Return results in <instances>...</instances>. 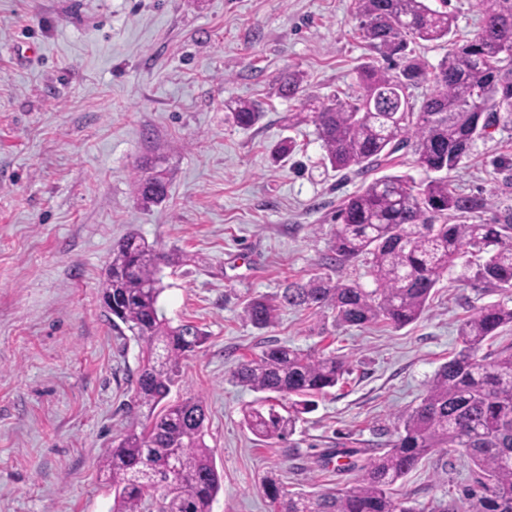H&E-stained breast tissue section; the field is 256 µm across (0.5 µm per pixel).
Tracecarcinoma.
<instances>
[{"label":"carcinoma","instance_id":"carcinoma-1","mask_svg":"<svg viewBox=\"0 0 512 512\" xmlns=\"http://www.w3.org/2000/svg\"><path fill=\"white\" fill-rule=\"evenodd\" d=\"M359 39L385 61L357 69V89L349 99L321 100L302 86L299 72L283 78L281 94L300 103L288 125L310 122L336 171H372L409 147L427 178L406 175L373 179L344 201L336 215L331 265L360 259L375 288L356 281L316 277L284 289L279 304L250 300L244 318L257 329L276 319L277 306L328 309L336 323L362 327L384 322L402 328L418 321L444 275L466 259V282L473 288H512V204L492 222L476 221L489 206L481 194L452 188L446 173L456 170L475 142L500 129L512 134V0H475L480 32L459 42L456 16L448 0L433 8L429 0H352ZM443 43L448 51L435 70L415 54L412 44ZM430 85L421 102L412 90ZM236 125L250 128L262 113L249 101L228 105ZM162 174L143 168L138 175L141 204L163 201L153 189ZM179 257L157 251L132 233L112 249L102 297L112 296L114 327L124 324L148 345L135 378L133 418L118 444L98 460L112 512H211L222 486L213 451L205 442L206 418L200 398L161 405L177 381L180 361L199 347L205 334L195 325H169L159 317L161 265ZM512 327V306H484L458 329L461 348L429 381L421 403L401 416L397 436L358 463L360 451L337 448L322 466L362 472L356 484L336 491H286L264 481L272 512H417L394 486L419 462L437 451L461 449L476 478L457 497L433 512H512V344L493 356L479 355L482 344ZM346 362L285 345H270L233 371L235 382L259 393L291 399L288 416L249 405L244 422L260 440L293 434L311 398L335 387ZM147 412H142V409ZM146 422H141L140 417Z\"/></svg>","mask_w":512,"mask_h":512}]
</instances>
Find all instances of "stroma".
Instances as JSON below:
<instances>
[{
    "mask_svg": "<svg viewBox=\"0 0 512 512\" xmlns=\"http://www.w3.org/2000/svg\"><path fill=\"white\" fill-rule=\"evenodd\" d=\"M352 0H0V512H111L97 462L131 417L146 346L114 328L101 300L112 248L137 232L179 255L162 267V316L197 325L169 399L201 398L205 442L223 477L212 512H268L261 485L292 492L352 485L319 459L330 448L381 447L417 406L476 309L512 301L443 278L424 315L400 329L337 325L331 312L279 308L259 330L243 309L293 282L331 275L373 282L364 263L329 270L343 201L388 174L424 179L402 150L365 175L333 171L313 125L289 127L296 100L356 89L369 50ZM263 114L237 126L229 101ZM295 151L277 159L284 138ZM164 169L169 197L142 209L136 175ZM512 136L480 139L450 173L491 209L512 202ZM279 344L343 357L347 373L317 396L295 433L258 441L242 410L257 395L231 378ZM460 452L433 453L396 486L428 508L471 483Z\"/></svg>",
    "mask_w": 512,
    "mask_h": 512,
    "instance_id": "stroma-1",
    "label": "stroma"
}]
</instances>
